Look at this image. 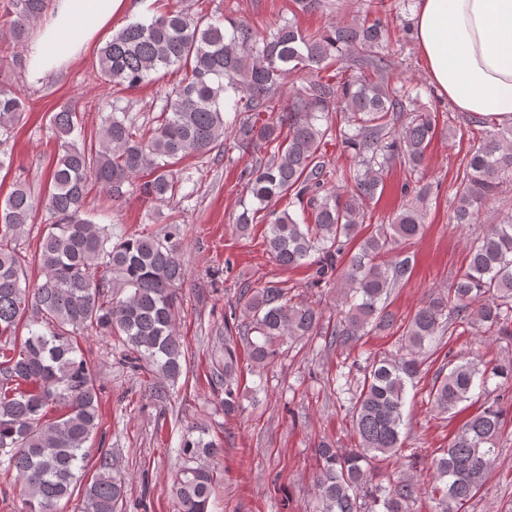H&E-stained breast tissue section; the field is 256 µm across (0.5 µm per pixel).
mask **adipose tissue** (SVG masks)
Masks as SVG:
<instances>
[{"mask_svg":"<svg viewBox=\"0 0 512 512\" xmlns=\"http://www.w3.org/2000/svg\"><path fill=\"white\" fill-rule=\"evenodd\" d=\"M130 0H53L29 45L39 81L88 52ZM415 38L432 84L467 115L512 121V0H419Z\"/></svg>","mask_w":512,"mask_h":512,"instance_id":"obj_1","label":"adipose tissue"}]
</instances>
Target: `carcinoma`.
Segmentation results:
<instances>
[{"instance_id": "cac0c4a2", "label": "carcinoma", "mask_w": 512, "mask_h": 512, "mask_svg": "<svg viewBox=\"0 0 512 512\" xmlns=\"http://www.w3.org/2000/svg\"><path fill=\"white\" fill-rule=\"evenodd\" d=\"M47 0H0V19L17 44L45 13ZM387 29L378 19L332 21L320 31H302L284 20L260 36L249 23L224 16L207 25L179 10L135 21L112 35L99 56L101 76L112 86L134 91L174 69L181 81L162 99L153 125L143 129L129 109L112 104L99 139L72 135L80 128L75 109L64 107L51 120L61 143L44 198L24 182L0 202V466L16 473L26 488L22 512H59L77 486L76 472L88 456L86 444L98 428L95 373L78 355L77 336L98 332L114 339L133 368L146 367L177 383L183 372L184 345L176 328V290L186 271L168 237L133 234L112 241V225L97 224L84 210L88 185L95 182L114 198L144 171L151 179L143 194L158 202L180 190L175 165L188 155L202 157L232 139L230 150L252 158L244 170L254 209L243 208L236 228L245 233L255 215L270 210L266 240L280 266H317L312 286L336 276L341 280L340 318L324 331L330 346L346 349L372 332L391 329L388 299L410 278L409 258L387 263L394 246L421 235L425 213L418 202L427 186L401 187L407 202L361 235L373 218L384 171L400 160L412 172L423 167L436 132V116L416 107L420 92L394 81L391 63L381 52ZM349 61L353 74L338 78L323 70ZM307 77L288 87V76ZM233 97L236 119L224 120V98ZM25 111L12 86L0 83V138L10 137ZM343 116L333 127L329 114ZM340 144L351 159L332 168L324 140ZM512 181V124L486 131L470 152L456 188L450 223L473 224L496 190ZM311 214L299 222L287 210L271 209L281 199ZM53 218L34 252L43 280L24 284L25 259L12 246L32 223L38 206ZM321 257L312 260L314 253ZM103 274L95 278L92 271ZM244 336L258 368L277 349L318 332L322 314L297 304L277 285L244 301ZM28 336L12 341L20 323ZM512 336V220L491 224L472 243L468 263L448 290L437 293L414 313L401 335L402 354L373 359L357 387L344 372L332 382L336 394L349 395L356 447L328 444L316 450V512H407L421 491L413 478L388 486L372 484L366 465L401 451V426L407 385L414 382L423 357L444 336L458 329ZM236 350L224 342V414L239 408ZM493 376L512 381V360L491 370L458 356L448 373L436 376L429 399L436 411L452 414L486 389ZM62 414L46 420L50 408ZM505 424L501 410L487 406L467 420L433 464V491L440 512H464L492 466ZM206 429L183 435L174 484L178 512H209L216 478L211 459L220 451L205 439ZM124 495L110 464L83 484L80 512H117Z\"/></svg>"}]
</instances>
